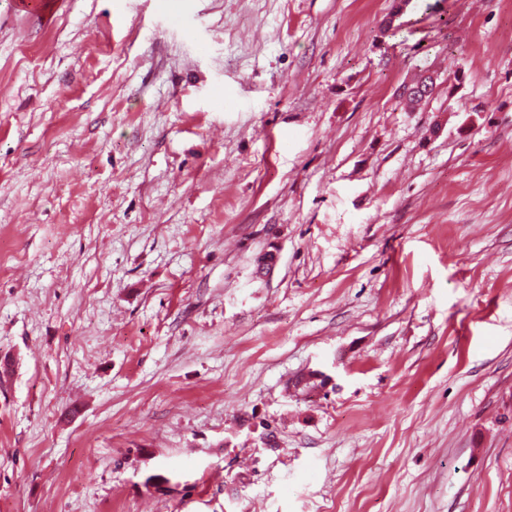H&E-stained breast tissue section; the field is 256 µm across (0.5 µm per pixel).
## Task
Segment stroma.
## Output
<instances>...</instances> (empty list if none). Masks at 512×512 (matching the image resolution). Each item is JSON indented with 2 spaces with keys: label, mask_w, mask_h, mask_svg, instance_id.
<instances>
[{
  "label": "stroma",
  "mask_w": 512,
  "mask_h": 512,
  "mask_svg": "<svg viewBox=\"0 0 512 512\" xmlns=\"http://www.w3.org/2000/svg\"><path fill=\"white\" fill-rule=\"evenodd\" d=\"M392 3L0 0V512H512V0Z\"/></svg>",
  "instance_id": "obj_1"
}]
</instances>
